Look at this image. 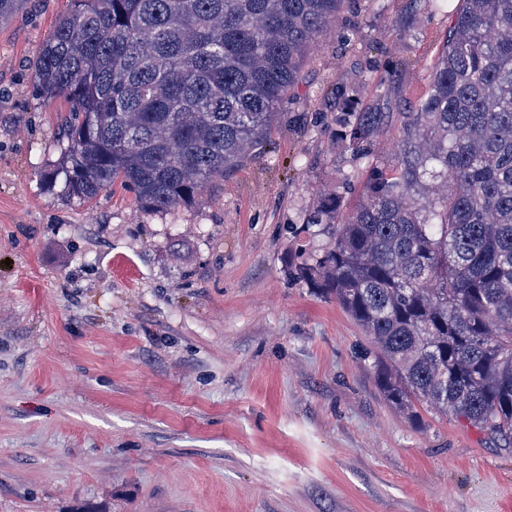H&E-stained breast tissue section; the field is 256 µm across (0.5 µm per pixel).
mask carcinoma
Masks as SVG:
<instances>
[{"mask_svg": "<svg viewBox=\"0 0 512 512\" xmlns=\"http://www.w3.org/2000/svg\"><path fill=\"white\" fill-rule=\"evenodd\" d=\"M352 0H71L37 52L33 92L69 104L62 163L79 201L118 181L144 209L195 200L279 123L302 64ZM28 0H0V26ZM426 94L335 85L336 138L366 156L401 118L362 200L322 196L331 247L303 278L370 336L385 399L414 401L512 446V0H459ZM400 137V123L393 122L387 133L380 137L374 146V153L377 155L378 161L386 163L395 157L396 143Z\"/></svg>", "mask_w": 512, "mask_h": 512, "instance_id": "cac0c4a2", "label": "carcinoma"}]
</instances>
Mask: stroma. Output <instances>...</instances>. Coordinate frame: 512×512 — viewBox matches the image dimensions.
Returning a JSON list of instances; mask_svg holds the SVG:
<instances>
[{
	"instance_id": "obj_1",
	"label": "stroma",
	"mask_w": 512,
	"mask_h": 512,
	"mask_svg": "<svg viewBox=\"0 0 512 512\" xmlns=\"http://www.w3.org/2000/svg\"><path fill=\"white\" fill-rule=\"evenodd\" d=\"M69 7L0 27V512H512V449L392 407L368 336L301 276L334 240L307 221L321 193L353 207L367 177L333 86L365 100L398 71L419 99L449 13L400 37L409 0H353L282 106L297 122L157 212L43 180L69 106L37 100L33 65Z\"/></svg>"
}]
</instances>
